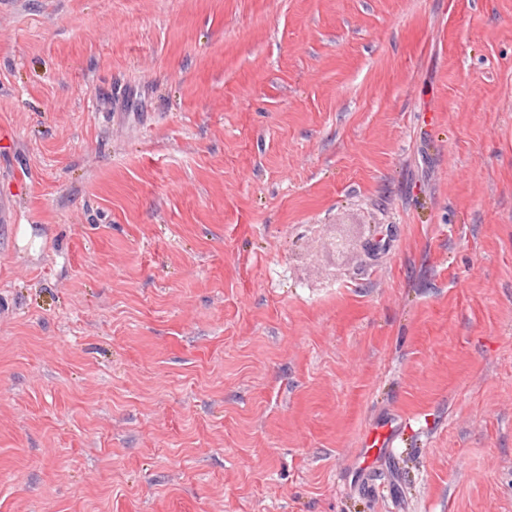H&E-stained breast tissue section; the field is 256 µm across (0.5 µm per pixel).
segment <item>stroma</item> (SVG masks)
<instances>
[{"label": "stroma", "mask_w": 512, "mask_h": 512, "mask_svg": "<svg viewBox=\"0 0 512 512\" xmlns=\"http://www.w3.org/2000/svg\"><path fill=\"white\" fill-rule=\"evenodd\" d=\"M1 198L0 512H512V0H0Z\"/></svg>", "instance_id": "1"}]
</instances>
